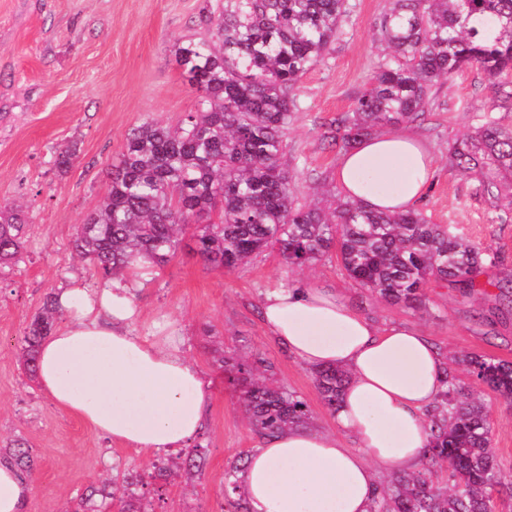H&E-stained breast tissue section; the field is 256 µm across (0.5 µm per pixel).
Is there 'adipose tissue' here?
<instances>
[{"mask_svg": "<svg viewBox=\"0 0 512 512\" xmlns=\"http://www.w3.org/2000/svg\"><path fill=\"white\" fill-rule=\"evenodd\" d=\"M433 156L414 135L372 134L341 157L336 181L349 200L396 214L423 201ZM138 283L111 279L58 295L63 319L42 341L43 392L112 441L185 448L202 429L210 384L170 336L132 328ZM271 336L309 369L338 367L350 381L336 430L298 427L261 440L240 473L252 512H370L383 476L417 471L429 449L428 413L447 359L418 327H381L336 294L304 284L266 292ZM29 482L0 463V512H26Z\"/></svg>", "mask_w": 512, "mask_h": 512, "instance_id": "obj_1", "label": "adipose tissue"}]
</instances>
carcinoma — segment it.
Instances as JSON below:
<instances>
[{
  "mask_svg": "<svg viewBox=\"0 0 512 512\" xmlns=\"http://www.w3.org/2000/svg\"><path fill=\"white\" fill-rule=\"evenodd\" d=\"M378 40L391 51L353 112L327 133L352 147L375 129L418 120L430 105L434 83L459 71L481 72L489 107L512 103V0H389ZM347 0H224L208 17L211 37L175 46L174 60L196 92L195 110L176 127L145 121L131 128L123 152L108 171L98 205L78 227L76 252L104 281L131 269L140 257L148 277L180 251L207 265L234 269L263 251L276 252L290 270H302L337 250L342 268L361 287L407 308L425 304L424 285L449 282L471 295L477 277L498 257L433 224L419 209L374 213L350 200L331 208L307 205L294 193L295 174L283 162L285 136L297 111L294 90L324 59L340 34ZM450 167L476 178V191L504 198L512 210V127L485 122L454 142ZM28 216L0 208V268L22 255ZM60 308L46 297L23 337V359L37 372L41 341L52 332ZM240 398L251 428L261 437L310 424L307 403L273 380L275 365L260 355L219 358ZM460 362L467 373L512 401V364L484 355ZM325 406L336 410L348 373L313 372ZM430 412L432 442L423 468L391 477L370 512H489L501 485L486 407L473 399L452 371ZM10 460L30 473L35 459L16 441ZM200 446L180 450L162 473L200 472ZM234 463L224 472L230 512H250Z\"/></svg>",
  "mask_w": 512,
  "mask_h": 512,
  "instance_id": "1",
  "label": "carcinoma"
}]
</instances>
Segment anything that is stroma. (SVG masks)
<instances>
[{"label": "stroma", "instance_id": "1", "mask_svg": "<svg viewBox=\"0 0 512 512\" xmlns=\"http://www.w3.org/2000/svg\"><path fill=\"white\" fill-rule=\"evenodd\" d=\"M218 0H0V206L28 214L23 255L0 269V449L24 438L38 466L28 476L29 512H68L88 487L109 486L136 498L148 512H227L224 471L259 438L240 394L228 384L218 351L262 354L276 366L278 385L308 404L315 427L335 430L309 369L269 335L261 298L302 280L326 288L369 319L421 328L456 376L489 411L503 483L512 482V402L467 375L460 357L478 354L512 362V303L496 288L464 295L457 286L429 282L426 309L384 301L352 281L336 254L291 271L266 251L247 266L220 270L181 251L142 282L134 323L145 336H174L181 354L211 384V400L197 440L207 457L198 474L161 477V453L112 442L58 409L26 370L21 339L51 292L94 287L98 278L74 251L78 224L104 195V170L121 154L130 128L146 120L177 125L193 110L195 94L174 61L175 43L209 37L205 22ZM386 0H349L343 34L296 88L298 110L286 136L285 159L297 172L296 193L336 189L343 154L323 133L351 112L382 56L377 30ZM483 75L466 69L436 84L428 112L405 129L431 149L436 176L421 209L435 224L467 235L500 254L487 268L493 280L512 278V214L477 193L475 179L449 167L454 141L487 121L512 125V111L490 109ZM71 148L60 171L56 154Z\"/></svg>", "mask_w": 512, "mask_h": 512}]
</instances>
